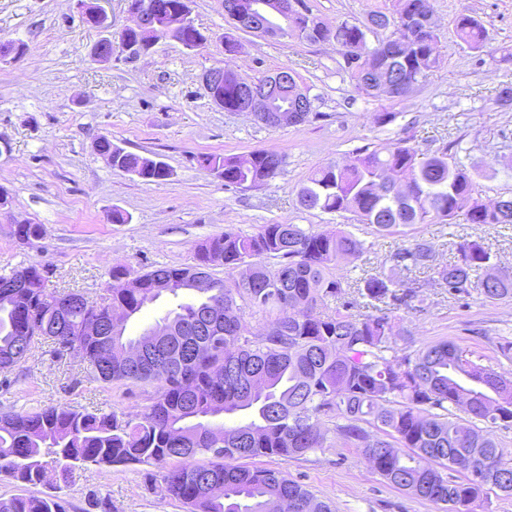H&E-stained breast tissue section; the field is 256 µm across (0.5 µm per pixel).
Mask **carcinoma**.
Listing matches in <instances>:
<instances>
[{
  "label": "carcinoma",
  "instance_id": "carcinoma-1",
  "mask_svg": "<svg viewBox=\"0 0 512 512\" xmlns=\"http://www.w3.org/2000/svg\"><path fill=\"white\" fill-rule=\"evenodd\" d=\"M163 15L153 30H130V43L149 45L173 15L191 14L190 0H158ZM432 0H394L362 20H345L331 29L309 10L291 20L288 35L310 43L338 41L349 53L371 50L367 33L382 28L384 67L371 73L345 61L354 88L391 101L388 85L414 87L440 58L438 34L418 20ZM412 27L415 48L400 40V28ZM455 36L479 52L487 31L477 17L460 14ZM186 50L204 47L205 34L194 22L171 30ZM215 105L233 112L236 85L224 81ZM98 154L145 183L166 180L163 161L126 151L104 136ZM280 154L256 150L248 156L203 154L200 167L224 178L226 187L256 185L276 177ZM476 165L448 155V148L420 157L400 140L382 148H360L337 163L315 170L298 191L307 210L349 214L380 235L409 236L418 224H512V196L499 206L474 197ZM20 239L45 235L41 224H18ZM365 243L352 232H317L299 224H263L251 235L228 230L199 245L196 264L158 267L112 287L98 303L80 292V305L56 316V296L45 287V267H22L26 281L10 286L13 270L0 274V371L24 361L46 339L60 352L72 351L104 383L150 382L156 395L146 409L129 415L78 410L69 405L0 415V475L47 489L43 495L0 498V512H69L58 492L90 466L159 468L171 498L188 512H333L296 481L271 468H249L236 461L252 457L296 458L327 447L323 419L362 449L367 463L393 487L437 505L446 512L465 507L489 489L465 477L448 478L455 461L487 460L499 473L500 492L512 496V461L495 428L512 426V375L470 360L457 345L440 340L417 351L387 356L390 344L409 341L392 310L415 297L413 280L388 273L360 279L356 294L343 307L356 314L317 312L326 297L346 291L333 275L338 262L357 259ZM457 259L433 265L431 245L416 240L395 254L403 271L430 268L450 285L451 294L476 288L485 300L512 299V268L489 274L493 254L478 240L457 244ZM246 267L249 287L230 289L212 269ZM200 292L180 303L157 326L161 336L145 332L125 337L127 321L162 294L178 297ZM270 316L265 332L250 336L246 311ZM97 320L107 336L83 331ZM462 408L468 419L449 417L448 406ZM243 413V422L214 427L210 419ZM483 426H478V423ZM369 425L376 435L364 428Z\"/></svg>",
  "mask_w": 512,
  "mask_h": 512
}]
</instances>
